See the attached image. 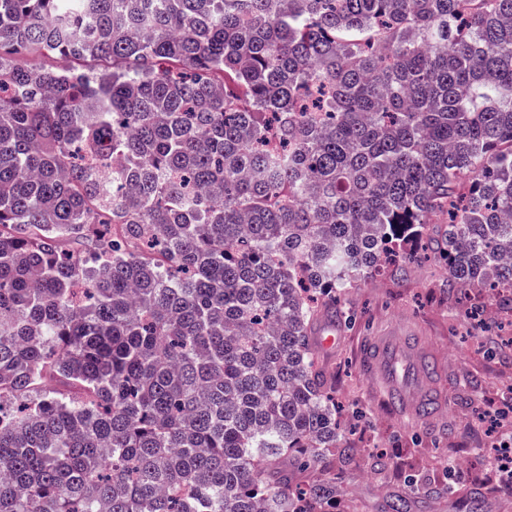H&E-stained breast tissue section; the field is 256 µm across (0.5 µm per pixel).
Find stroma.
<instances>
[{
	"label": "stroma",
	"mask_w": 512,
	"mask_h": 512,
	"mask_svg": "<svg viewBox=\"0 0 512 512\" xmlns=\"http://www.w3.org/2000/svg\"><path fill=\"white\" fill-rule=\"evenodd\" d=\"M408 249L418 258L404 275L386 269L351 289L350 320L333 325L341 343L322 361L336 376V398L352 431V449L328 466L342 486L329 512H385L386 502L416 482L412 512H465L466 498L488 496L487 512H512V481L476 453L512 441V304L484 288L449 290L443 259L426 239ZM392 331L418 335L440 362L445 404L430 422L394 411L386 391L363 370V345Z\"/></svg>",
	"instance_id": "1"
}]
</instances>
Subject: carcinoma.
I'll return each mask as SVG.
<instances>
[{
    "label": "carcinoma",
    "mask_w": 512,
    "mask_h": 512,
    "mask_svg": "<svg viewBox=\"0 0 512 512\" xmlns=\"http://www.w3.org/2000/svg\"><path fill=\"white\" fill-rule=\"evenodd\" d=\"M445 223L512 292V0H0V512H329L318 323Z\"/></svg>",
    "instance_id": "1"
}]
</instances>
